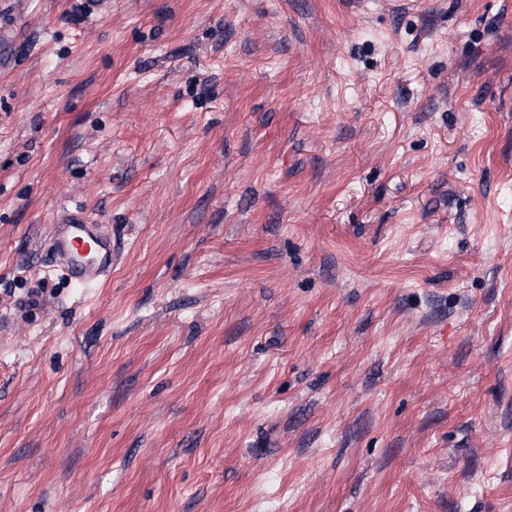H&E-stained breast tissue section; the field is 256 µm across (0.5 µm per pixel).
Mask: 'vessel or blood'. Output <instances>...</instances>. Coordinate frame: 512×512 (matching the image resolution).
Here are the masks:
<instances>
[{
	"label": "vessel or blood",
	"mask_w": 512,
	"mask_h": 512,
	"mask_svg": "<svg viewBox=\"0 0 512 512\" xmlns=\"http://www.w3.org/2000/svg\"><path fill=\"white\" fill-rule=\"evenodd\" d=\"M50 245L62 275L81 287L97 284L112 267V238L105 225L71 219L53 225Z\"/></svg>",
	"instance_id": "obj_1"
}]
</instances>
